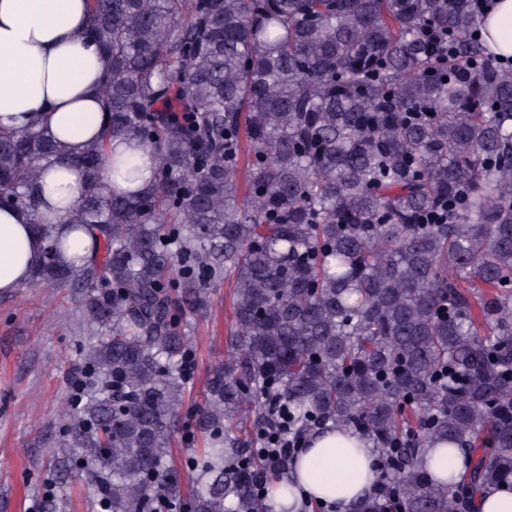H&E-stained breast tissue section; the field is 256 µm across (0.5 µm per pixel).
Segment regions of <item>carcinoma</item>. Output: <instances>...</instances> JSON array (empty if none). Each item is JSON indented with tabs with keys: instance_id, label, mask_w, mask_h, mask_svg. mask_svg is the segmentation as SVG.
<instances>
[{
	"instance_id": "obj_1",
	"label": "carcinoma",
	"mask_w": 512,
	"mask_h": 512,
	"mask_svg": "<svg viewBox=\"0 0 512 512\" xmlns=\"http://www.w3.org/2000/svg\"><path fill=\"white\" fill-rule=\"evenodd\" d=\"M108 53L103 137L68 158L93 240L61 260L41 216L43 130L0 127V204L45 241L32 281L84 294L100 333L65 440L106 512H273L289 462L255 452L285 404L300 439L376 448L353 512H463L512 483V69L473 0H88ZM156 155L117 193L109 140ZM232 283L184 461L183 317ZM470 460L459 474V454Z\"/></svg>"
}]
</instances>
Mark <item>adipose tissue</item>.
Listing matches in <instances>:
<instances>
[{
	"instance_id": "1",
	"label": "adipose tissue",
	"mask_w": 512,
	"mask_h": 512,
	"mask_svg": "<svg viewBox=\"0 0 512 512\" xmlns=\"http://www.w3.org/2000/svg\"><path fill=\"white\" fill-rule=\"evenodd\" d=\"M87 26V0H0V126L44 129L69 154L101 139L106 114L100 88L110 60L85 38ZM482 27L488 46L499 56L512 57V0H493ZM41 184L43 212L55 226L63 260L82 264L91 253V241L72 229L68 219L83 196V177L52 160L42 167ZM41 250L27 213L0 209L1 293L29 283ZM305 449L288 473L299 483V501H330L336 512H353L377 480L369 469L375 456L371 443L333 429L312 435ZM319 458L334 468L357 472V479L344 488L324 486L310 467Z\"/></svg>"
}]
</instances>
